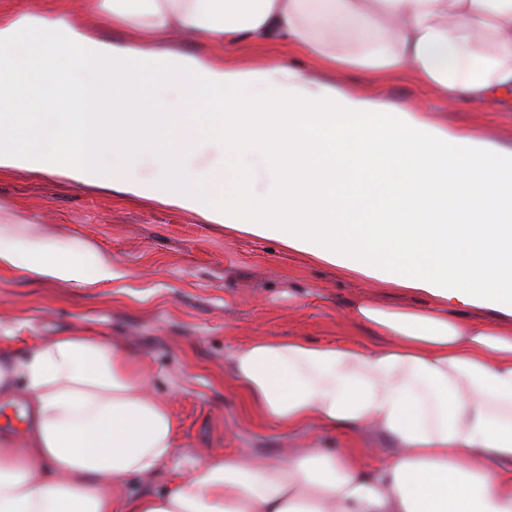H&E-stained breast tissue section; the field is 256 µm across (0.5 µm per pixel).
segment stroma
I'll return each mask as SVG.
<instances>
[{
  "mask_svg": "<svg viewBox=\"0 0 512 512\" xmlns=\"http://www.w3.org/2000/svg\"><path fill=\"white\" fill-rule=\"evenodd\" d=\"M224 58L243 66L278 60L350 92L396 108L421 109L449 127L512 147V95L451 106L406 70L374 78L355 68L336 73L320 69L295 48L248 39L225 49ZM0 200L51 237L87 241L127 273L111 286L71 288L0 271V346L18 351L38 337L83 328L122 342L143 358L154 393L169 399L180 424L179 448L158 472L127 478V494L163 491L195 449L214 454L252 449L285 458L313 441L330 451L343 447L341 433L315 422L288 431L257 420L236 386L228 357L257 336L347 341L352 303L366 295L396 303L399 294L368 288L360 276L277 241L59 177L1 174Z\"/></svg>",
  "mask_w": 512,
  "mask_h": 512,
  "instance_id": "obj_1",
  "label": "stroma"
}]
</instances>
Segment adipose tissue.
Returning <instances> with one entry per match:
<instances>
[{"label":"adipose tissue","mask_w":512,"mask_h":512,"mask_svg":"<svg viewBox=\"0 0 512 512\" xmlns=\"http://www.w3.org/2000/svg\"><path fill=\"white\" fill-rule=\"evenodd\" d=\"M243 38L404 69L450 102L512 92V0H0V173L173 206L427 297L354 303L370 345L259 336L229 358L260 420L368 431L392 453L198 452L164 492L124 496L172 458L178 421L141 360L77 329L0 350V394L26 407L23 436L0 431V512H512V329L454 311L512 316V149L284 63L225 62ZM2 269L126 276L0 201Z\"/></svg>","instance_id":"ef3b65f1"}]
</instances>
